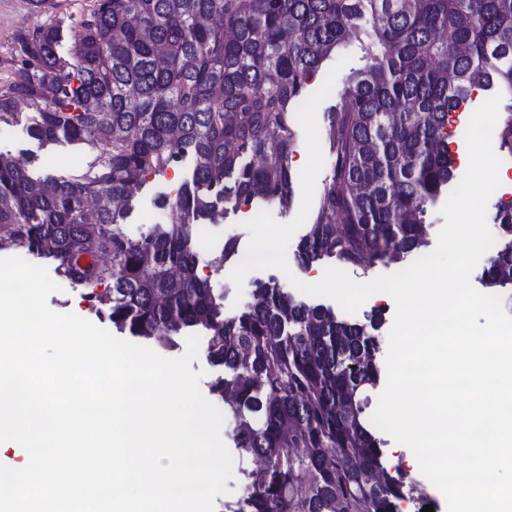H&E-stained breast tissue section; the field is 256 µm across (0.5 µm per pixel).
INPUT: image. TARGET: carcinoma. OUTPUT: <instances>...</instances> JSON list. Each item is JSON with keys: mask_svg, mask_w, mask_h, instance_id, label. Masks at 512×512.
<instances>
[{"mask_svg": "<svg viewBox=\"0 0 512 512\" xmlns=\"http://www.w3.org/2000/svg\"><path fill=\"white\" fill-rule=\"evenodd\" d=\"M355 39L366 60L328 113L334 153L304 265L366 270L429 246L427 202L456 185L448 117L475 90L501 95L500 152L512 156V0H93L70 52L53 22L20 32L0 77V124L31 109L44 143L88 145L81 173L41 181L0 154V250L23 248L68 281L94 287L121 333L173 346L192 330L231 377L229 405L248 472L234 512H398L411 488L371 431L381 320H340L259 283L224 314L196 274L190 224H217L243 203L290 207L295 112L312 73ZM190 166L170 222L138 239L123 229L150 175ZM500 246L485 287L512 289V202L495 207ZM237 257L224 243L217 271Z\"/></svg>", "mask_w": 512, "mask_h": 512, "instance_id": "1", "label": "carcinoma"}]
</instances>
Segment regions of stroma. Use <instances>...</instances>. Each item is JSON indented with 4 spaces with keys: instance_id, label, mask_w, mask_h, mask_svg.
<instances>
[{
    "instance_id": "35a3bbf8",
    "label": "stroma",
    "mask_w": 512,
    "mask_h": 512,
    "mask_svg": "<svg viewBox=\"0 0 512 512\" xmlns=\"http://www.w3.org/2000/svg\"><path fill=\"white\" fill-rule=\"evenodd\" d=\"M41 16L35 14L29 0H0V74L4 73L3 63L9 59L16 34L24 29L40 24ZM0 153L8 154L29 161L30 173L33 177L45 179L68 177L86 168L91 160V151L82 144L67 142L42 144L30 137L26 121L17 124L0 126ZM188 174L187 168L177 169L175 174L149 178L145 188L136 198L132 214L127 218L124 229L133 238L155 224H164L169 220L168 210L159 208L156 198L159 194H175L179 181ZM259 213L258 207L248 204L241 206L237 212L225 215L223 221L210 225L209 237L215 249H221L227 240H235L240 247H247L249 232L246 222L254 219ZM296 243H289L286 251L288 271L267 268L251 271L245 278L242 288H235L230 279L229 270L217 271L212 267L211 252L198 255L196 273L200 278L209 281L211 287L224 296V311L232 314L238 312L252 300L254 286L260 281L272 279L284 280L286 273H293L302 282H309L319 273L328 268V261H319L305 266L296 259ZM84 286L69 282H61L59 292L48 298L49 307L60 313L72 312L78 316L98 323L100 328L110 329L107 320L98 319L91 311L85 298ZM388 463L405 473L412 480L414 489L405 501L400 504L401 512H421L424 506H433L434 512H446V501L443 495L421 473L419 464L412 451L395 440H388Z\"/></svg>"
}]
</instances>
